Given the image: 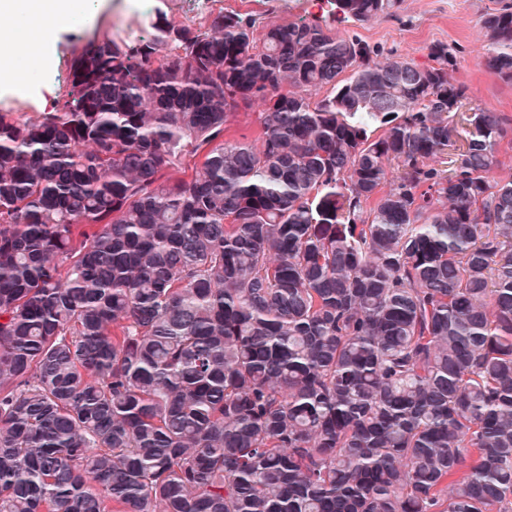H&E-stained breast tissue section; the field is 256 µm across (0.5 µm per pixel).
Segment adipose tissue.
Returning a JSON list of instances; mask_svg holds the SVG:
<instances>
[{
    "mask_svg": "<svg viewBox=\"0 0 512 512\" xmlns=\"http://www.w3.org/2000/svg\"><path fill=\"white\" fill-rule=\"evenodd\" d=\"M74 13V0H0V90L19 81L15 47L30 46L42 61H49L57 30Z\"/></svg>",
    "mask_w": 512,
    "mask_h": 512,
    "instance_id": "obj_1",
    "label": "adipose tissue"
}]
</instances>
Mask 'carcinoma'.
Returning a JSON list of instances; mask_svg holds the SVG:
<instances>
[{"mask_svg":"<svg viewBox=\"0 0 512 512\" xmlns=\"http://www.w3.org/2000/svg\"><path fill=\"white\" fill-rule=\"evenodd\" d=\"M328 2L95 31L0 112V512H512V118Z\"/></svg>","mask_w":512,"mask_h":512,"instance_id":"1","label":"carcinoma"}]
</instances>
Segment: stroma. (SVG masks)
Listing matches in <instances>:
<instances>
[{"instance_id":"obj_1","label":"stroma","mask_w":512,"mask_h":512,"mask_svg":"<svg viewBox=\"0 0 512 512\" xmlns=\"http://www.w3.org/2000/svg\"><path fill=\"white\" fill-rule=\"evenodd\" d=\"M326 0H84L86 13L80 25L57 34L51 66L32 59L24 88L0 96V110L41 112L57 104L66 59L78 39L95 30L114 26H137L148 14L161 11L178 23H199L218 12H250L266 24H286L319 13ZM496 7L495 0H403L398 17L373 20L351 27L353 35L377 47L383 54L418 63L426 62L429 44L442 41L452 49L456 66L454 80L468 86L474 104L512 116V82L490 73L476 59L485 40L482 21ZM50 85L54 91L42 99L38 89Z\"/></svg>"}]
</instances>
